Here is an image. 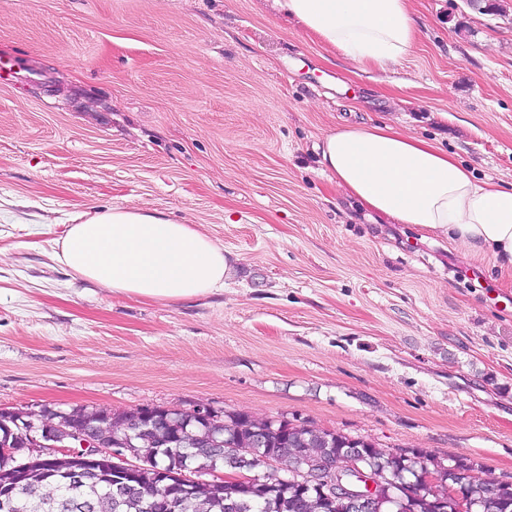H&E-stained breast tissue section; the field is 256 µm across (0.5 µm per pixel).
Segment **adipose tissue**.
Wrapping results in <instances>:
<instances>
[{
    "mask_svg": "<svg viewBox=\"0 0 512 512\" xmlns=\"http://www.w3.org/2000/svg\"><path fill=\"white\" fill-rule=\"evenodd\" d=\"M325 45L363 68L386 69L412 49L411 0H274ZM320 163L368 215L413 224L512 273V188L475 179L448 152L390 125L350 124L325 134ZM113 293L178 302L223 290L222 246L159 213L114 207L72 216L57 255Z\"/></svg>",
    "mask_w": 512,
    "mask_h": 512,
    "instance_id": "ef3b65f1",
    "label": "adipose tissue"
}]
</instances>
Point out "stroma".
Listing matches in <instances>:
<instances>
[{
	"label": "stroma",
	"mask_w": 512,
	"mask_h": 512,
	"mask_svg": "<svg viewBox=\"0 0 512 512\" xmlns=\"http://www.w3.org/2000/svg\"><path fill=\"white\" fill-rule=\"evenodd\" d=\"M412 0L381 72L273 0H0V411L143 406L297 420L512 478V281L321 171L329 130L392 124L512 186V0ZM118 206L223 246L222 292L76 277L67 214Z\"/></svg>",
	"instance_id": "1"
}]
</instances>
